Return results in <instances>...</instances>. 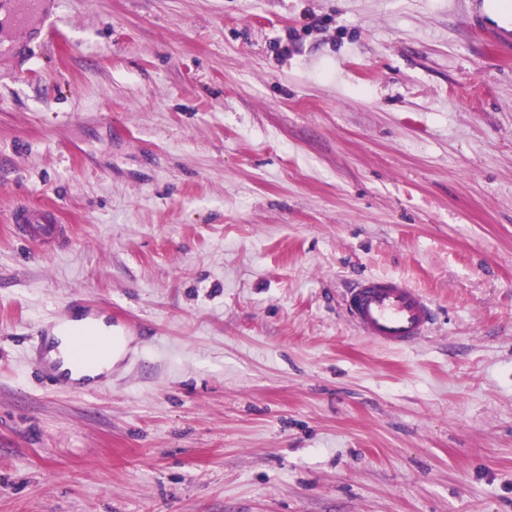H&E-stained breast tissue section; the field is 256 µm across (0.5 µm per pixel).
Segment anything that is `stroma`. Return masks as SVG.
Returning <instances> with one entry per match:
<instances>
[{
	"mask_svg": "<svg viewBox=\"0 0 512 512\" xmlns=\"http://www.w3.org/2000/svg\"><path fill=\"white\" fill-rule=\"evenodd\" d=\"M26 9L0 18V512H512V60L448 0ZM42 204L53 253L6 223ZM363 275L422 290L432 334L360 335ZM86 301L132 349L54 388L26 341Z\"/></svg>",
	"mask_w": 512,
	"mask_h": 512,
	"instance_id": "35a3bbf8",
	"label": "stroma"
}]
</instances>
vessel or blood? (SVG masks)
<instances>
[{"label": "vessel or blood", "mask_w": 512, "mask_h": 512, "mask_svg": "<svg viewBox=\"0 0 512 512\" xmlns=\"http://www.w3.org/2000/svg\"><path fill=\"white\" fill-rule=\"evenodd\" d=\"M450 4L458 15L475 22L492 46L504 54L512 53V0H450ZM8 222L17 237L47 249L69 239L71 233L49 205L37 211L16 208ZM342 307L361 335L393 350L413 348L435 320L423 293L393 277L357 279L344 294Z\"/></svg>", "instance_id": "obj_1"}]
</instances>
